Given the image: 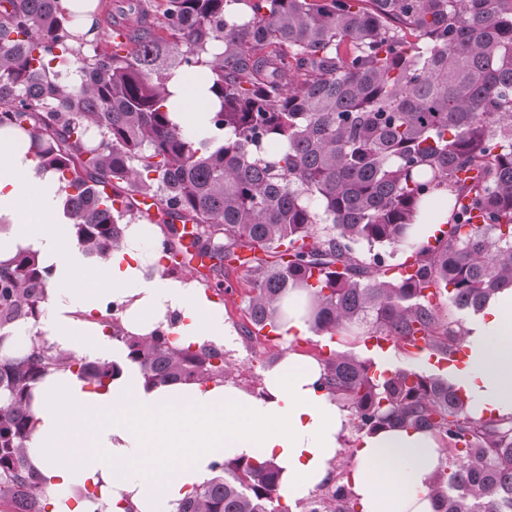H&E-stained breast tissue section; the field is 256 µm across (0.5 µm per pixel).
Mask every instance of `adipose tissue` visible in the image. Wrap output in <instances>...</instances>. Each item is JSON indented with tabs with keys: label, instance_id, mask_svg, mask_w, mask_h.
I'll use <instances>...</instances> for the list:
<instances>
[{
	"label": "adipose tissue",
	"instance_id": "adipose-tissue-1",
	"mask_svg": "<svg viewBox=\"0 0 512 512\" xmlns=\"http://www.w3.org/2000/svg\"><path fill=\"white\" fill-rule=\"evenodd\" d=\"M194 77L173 85L178 117L202 127L209 105ZM66 191L41 171L28 139L0 128V261L20 250L52 267L47 315L37 329L52 353L110 361L116 343L100 322L107 303L122 304L125 331L161 328L179 346L224 344V308L197 282L164 276L156 225H128L122 244L88 261L62 216ZM465 359L454 369L472 398L473 417L512 416V288L501 290L465 326ZM317 361L291 353L254 396L232 385L148 386L129 372L95 391L67 369L36 389L28 457L49 491L50 512H177L219 459H274L282 493L307 498L329 475L348 419L314 389ZM441 465L426 432L387 429L363 436L350 484L362 512H432L429 482Z\"/></svg>",
	"mask_w": 512,
	"mask_h": 512
}]
</instances>
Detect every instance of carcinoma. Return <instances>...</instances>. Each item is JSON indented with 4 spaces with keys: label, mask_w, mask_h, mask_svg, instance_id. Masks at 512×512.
Masks as SVG:
<instances>
[{
    "label": "carcinoma",
    "mask_w": 512,
    "mask_h": 512,
    "mask_svg": "<svg viewBox=\"0 0 512 512\" xmlns=\"http://www.w3.org/2000/svg\"><path fill=\"white\" fill-rule=\"evenodd\" d=\"M0 0V128L31 138L68 194L64 216L89 259L123 240L136 197L168 217L164 254L245 259L248 314L279 329L288 290L307 293L310 328L356 326L403 349L415 336L444 359L464 328L430 298L478 313L512 286V0ZM121 27L128 50L112 47ZM197 73L206 134L173 119L168 84ZM450 192L448 229L410 241L422 207ZM191 224L197 235L185 242ZM361 244L374 251L363 263ZM413 250L414 274L387 277L380 250ZM50 275L18 251L0 262V347L44 315ZM119 362L29 350L0 354V506L47 512L26 453L35 387L65 367L96 389L123 368L151 386L224 383V349L173 344L163 330L108 324ZM316 388L359 434L431 433L442 454L433 512H512V416L469 415L448 378L377 368L351 352L320 360ZM178 512H282L281 469L222 460ZM340 484L324 512H357Z\"/></svg>",
    "instance_id": "1"
}]
</instances>
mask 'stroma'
<instances>
[{"label": "stroma", "mask_w": 512, "mask_h": 512, "mask_svg": "<svg viewBox=\"0 0 512 512\" xmlns=\"http://www.w3.org/2000/svg\"><path fill=\"white\" fill-rule=\"evenodd\" d=\"M249 275L246 267L231 261L224 265V294L218 295V302L224 307V320L234 332L232 342L225 344L224 354L231 366L227 378L230 385L241 388L247 393H261L264 386V374L281 361L288 352L305 354L320 359L326 351H351L358 356L374 360L383 359L395 367L413 366L434 373H447L448 363L438 356L427 352L405 354L394 344L385 348L369 347L363 340L355 338L353 332L345 331L328 338L316 334L302 336L294 342L277 340L268 345L262 336H250L251 323L247 314Z\"/></svg>", "instance_id": "35a3bbf8"}]
</instances>
